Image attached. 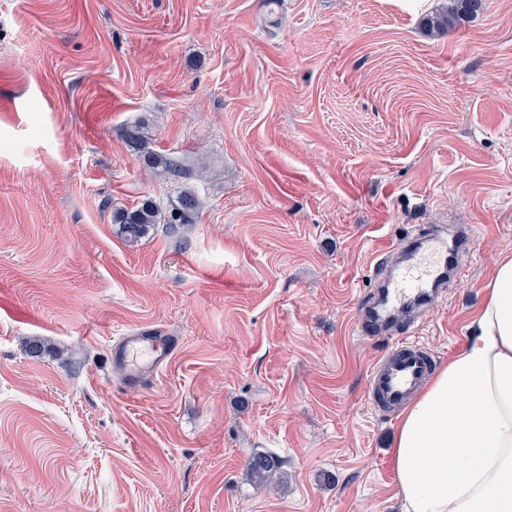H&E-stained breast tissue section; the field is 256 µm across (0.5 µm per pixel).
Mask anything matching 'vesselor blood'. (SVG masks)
Instances as JSON below:
<instances>
[{
    "instance_id": "vessel-or-blood-1",
    "label": "vessel or blood",
    "mask_w": 512,
    "mask_h": 512,
    "mask_svg": "<svg viewBox=\"0 0 512 512\" xmlns=\"http://www.w3.org/2000/svg\"><path fill=\"white\" fill-rule=\"evenodd\" d=\"M472 235L469 224L435 227L416 241L400 239L377 255L371 299L357 315L360 331L391 334L401 317L426 307L448 278L462 277ZM174 349L172 337L133 331L115 346L112 361L121 368L127 389L135 391L167 365ZM432 365V353L419 341H398L371 367V408L382 415L406 406L427 381Z\"/></svg>"
}]
</instances>
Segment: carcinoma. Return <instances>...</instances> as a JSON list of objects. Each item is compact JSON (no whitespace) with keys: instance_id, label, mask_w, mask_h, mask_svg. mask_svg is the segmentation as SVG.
<instances>
[{"instance_id":"carcinoma-1","label":"carcinoma","mask_w":512,"mask_h":512,"mask_svg":"<svg viewBox=\"0 0 512 512\" xmlns=\"http://www.w3.org/2000/svg\"><path fill=\"white\" fill-rule=\"evenodd\" d=\"M484 8L483 0H449L448 6L426 17L423 26L430 32H445L469 16H473ZM130 147L144 161L146 168L153 171L159 169L171 176L184 174L182 164L150 149V136L147 129L139 125L128 133ZM202 209L198 194L191 188H184L165 216L159 207L150 199L142 200L139 205L131 208H120L114 211L112 220L120 225V233L129 244H136L144 238L151 227L156 224L182 225L192 224ZM281 461L273 454H256L250 457L247 470L252 480L262 483L270 474L279 470Z\"/></svg>"}]
</instances>
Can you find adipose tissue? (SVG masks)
Wrapping results in <instances>:
<instances>
[{
	"label": "adipose tissue",
	"mask_w": 512,
	"mask_h": 512,
	"mask_svg": "<svg viewBox=\"0 0 512 512\" xmlns=\"http://www.w3.org/2000/svg\"><path fill=\"white\" fill-rule=\"evenodd\" d=\"M484 292L463 348L397 420L402 512H512V255Z\"/></svg>",
	"instance_id": "ef3b65f1"
}]
</instances>
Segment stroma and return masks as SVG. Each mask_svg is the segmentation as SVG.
I'll return each instance as SVG.
<instances>
[{"mask_svg":"<svg viewBox=\"0 0 512 512\" xmlns=\"http://www.w3.org/2000/svg\"><path fill=\"white\" fill-rule=\"evenodd\" d=\"M447 3L0 0V512H401L371 260L474 225L398 330L440 366L512 253V0L427 33ZM186 186L195 223L121 239L113 210ZM149 328L176 353L126 391L112 349ZM150 136L147 129L142 126H136L128 133V142L130 147L135 150L144 161L146 168L151 170L161 169L163 173L170 176H181L184 174L182 164L171 157H167L150 149ZM281 461L273 454H256L250 457L247 470L252 480L266 481L270 474L279 470Z\"/></svg>","mask_w":512,"mask_h":512,"instance_id":"35a3bbf8","label":"stroma"}]
</instances>
